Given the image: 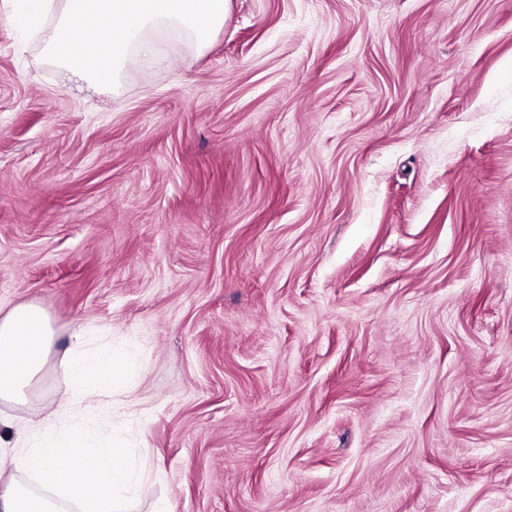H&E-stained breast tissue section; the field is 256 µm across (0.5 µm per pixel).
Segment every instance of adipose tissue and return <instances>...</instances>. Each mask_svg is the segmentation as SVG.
<instances>
[{
	"mask_svg": "<svg viewBox=\"0 0 512 512\" xmlns=\"http://www.w3.org/2000/svg\"><path fill=\"white\" fill-rule=\"evenodd\" d=\"M226 0H17L19 22H35L46 56L69 78L94 87L115 85L131 56L159 58L157 33L190 35L207 46L224 24ZM51 13L38 20L39 11ZM55 331L36 304L0 317V401L23 403L50 355ZM68 363L74 398L87 390L111 397L126 365L116 351L73 331ZM79 412L61 407L0 455V512H123L136 492L129 451L121 444L88 446Z\"/></svg>",
	"mask_w": 512,
	"mask_h": 512,
	"instance_id": "1",
	"label": "adipose tissue"
}]
</instances>
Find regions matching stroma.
Returning <instances> with one entry per match:
<instances>
[{"instance_id":"35a3bbf8","label":"stroma","mask_w":512,"mask_h":512,"mask_svg":"<svg viewBox=\"0 0 512 512\" xmlns=\"http://www.w3.org/2000/svg\"><path fill=\"white\" fill-rule=\"evenodd\" d=\"M116 87L0 0V313L57 336L6 442L124 350L134 512H512V0H227ZM71 336L75 341V354L67 369L74 401H79L89 388L101 398L111 397L125 377L123 356L112 349L94 346L79 330H74Z\"/></svg>"}]
</instances>
